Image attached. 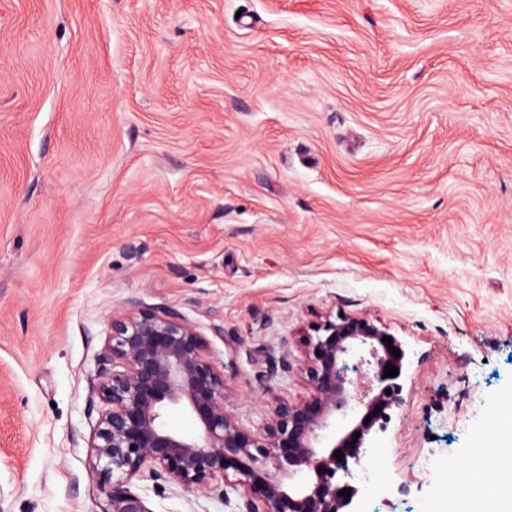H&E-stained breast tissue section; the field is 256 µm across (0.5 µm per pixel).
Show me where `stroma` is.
<instances>
[{
  "instance_id": "1",
  "label": "stroma",
  "mask_w": 512,
  "mask_h": 512,
  "mask_svg": "<svg viewBox=\"0 0 512 512\" xmlns=\"http://www.w3.org/2000/svg\"><path fill=\"white\" fill-rule=\"evenodd\" d=\"M208 335L240 423L368 315L405 402L364 512H453L512 437V0H0V512H98L120 304ZM151 512H235L169 487Z\"/></svg>"
}]
</instances>
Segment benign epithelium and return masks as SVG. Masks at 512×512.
Here are the masks:
<instances>
[{"mask_svg": "<svg viewBox=\"0 0 512 512\" xmlns=\"http://www.w3.org/2000/svg\"><path fill=\"white\" fill-rule=\"evenodd\" d=\"M108 325L91 378L101 409L88 442L89 477L112 486L100 512H151L146 497L128 487L134 479L154 491L177 486L206 496L240 487L239 512H355L367 441L386 431L404 401L399 377L384 376L389 364L403 373L405 358L387 325L343 315L311 324L300 364L310 395L275 405L258 434L237 419L241 396L208 337L180 310L132 301ZM169 409L196 413L201 433L187 438L167 429ZM238 456L246 465L232 481L228 461ZM344 488L350 497L340 494Z\"/></svg>", "mask_w": 512, "mask_h": 512, "instance_id": "obj_1", "label": "benign epithelium"}]
</instances>
